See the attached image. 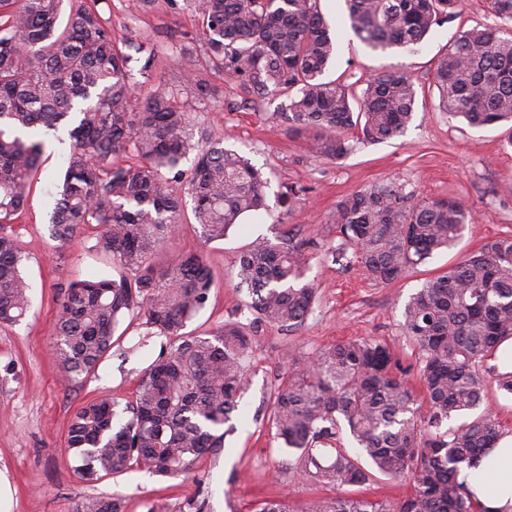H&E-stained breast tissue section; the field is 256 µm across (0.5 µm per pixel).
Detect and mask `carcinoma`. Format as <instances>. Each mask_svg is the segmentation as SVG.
Masks as SVG:
<instances>
[{
	"instance_id": "carcinoma-1",
	"label": "carcinoma",
	"mask_w": 512,
	"mask_h": 512,
	"mask_svg": "<svg viewBox=\"0 0 512 512\" xmlns=\"http://www.w3.org/2000/svg\"><path fill=\"white\" fill-rule=\"evenodd\" d=\"M318 0H190L204 40L182 46L187 80L222 73L248 96L288 97L285 119L315 156L347 154V135L380 143L413 120L412 75L376 73L357 93L326 82L336 43ZM99 0H0V326L30 309L23 255L10 224L27 202L44 142L36 129L68 127L70 152L49 222L64 242L93 226L98 245L122 270L117 279L69 283L56 325L64 379L98 367L122 318L136 312L167 339L140 377L135 402L99 398L79 406L67 452L81 478L94 481L134 464L162 476L188 472L224 447L245 382L249 339L226 324L193 336L187 323L206 306L212 277L203 255L159 249L183 223L185 198L207 242L220 241L244 218L266 210L270 182L224 141L193 142L189 113L163 85L136 96L137 71L150 79L154 49L139 69L112 38ZM354 35L371 51L420 44L456 16L459 0H345ZM503 25L460 30L436 65L439 110L472 128L512 123V0H489ZM195 154L193 166L182 168ZM335 224L354 246L365 274L386 283L452 246L469 223L459 200L418 199L393 182L336 204ZM304 242L293 233L257 238L237 261L255 319L300 324L316 300L304 281ZM403 326L419 351L418 396L389 347L377 339L336 343L291 369L274 393L273 438L295 455L314 483L361 486L375 474L409 485L402 498L342 496L310 500L304 512H490L459 480L462 467L496 447L509 430L489 413L442 429L454 414L478 409L489 386L486 363L512 343V235L486 241L411 295ZM355 443L346 448L343 433ZM77 512H118L111 499L87 498ZM250 512H290L288 496L260 500Z\"/></svg>"
}]
</instances>
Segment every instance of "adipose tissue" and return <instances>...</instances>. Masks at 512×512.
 <instances>
[{"label": "adipose tissue", "mask_w": 512, "mask_h": 512, "mask_svg": "<svg viewBox=\"0 0 512 512\" xmlns=\"http://www.w3.org/2000/svg\"><path fill=\"white\" fill-rule=\"evenodd\" d=\"M466 485L487 512H512V436L464 472Z\"/></svg>", "instance_id": "obj_1"}]
</instances>
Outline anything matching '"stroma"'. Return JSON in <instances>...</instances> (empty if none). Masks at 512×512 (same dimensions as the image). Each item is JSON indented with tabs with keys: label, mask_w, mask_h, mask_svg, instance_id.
I'll use <instances>...</instances> for the list:
<instances>
[{
	"label": "stroma",
	"mask_w": 512,
	"mask_h": 512,
	"mask_svg": "<svg viewBox=\"0 0 512 512\" xmlns=\"http://www.w3.org/2000/svg\"><path fill=\"white\" fill-rule=\"evenodd\" d=\"M136 0H101L100 11L126 49L154 46L153 84L174 89L189 112L195 132L223 138L261 167L270 194L297 188L295 197L249 217L221 241L203 243L192 211L169 243L170 250H200L213 276L206 307L187 326L199 336L237 324L251 338L245 362V390L233 416L236 430L222 448L210 452L190 475L164 478L133 467L117 477L85 482L65 449L76 408L109 395L134 401L138 377L159 354L160 337L140 315L121 323L119 338L98 368L70 384L60 379L56 346L57 296L70 282L119 278L121 272L96 245L92 233L70 240L50 238L49 216L69 154V142L44 137L42 163L33 177L28 204L13 226L25 256L23 272L31 285L32 307L21 322L0 329V478L10 490L4 512H75L88 497L115 499L120 512H151L162 502L167 512H249L258 499L287 494L294 512L307 502L330 496L295 469L269 428L272 393L288 359H310L334 343L361 338L385 342L417 381L418 351L406 338L403 310L410 296L447 271L486 240L512 233V149L502 146L503 129H472L438 109L434 72L459 28L493 23L488 0H461L460 14L434 27L413 48L385 54L367 49L352 33L343 0H320L319 8L336 34V60L328 79L364 82L370 75L397 69L410 73L417 108L406 132L379 144L350 138L351 150L337 160L314 157L304 136L283 117L287 97L269 95L243 104L235 82L209 71L201 78L215 90L212 98L194 93L178 63L177 49L197 44L201 26L189 0H153L140 10ZM393 181L417 197L454 198L470 213L461 241L437 252L399 278L378 283L351 258L333 262L327 250L341 242L334 222L337 201L350 193ZM296 233L305 243L306 277L317 290L316 304L298 326L285 329L255 319L246 292L237 287L236 264L256 238Z\"/></svg>",
	"instance_id": "stroma-1"
}]
</instances>
